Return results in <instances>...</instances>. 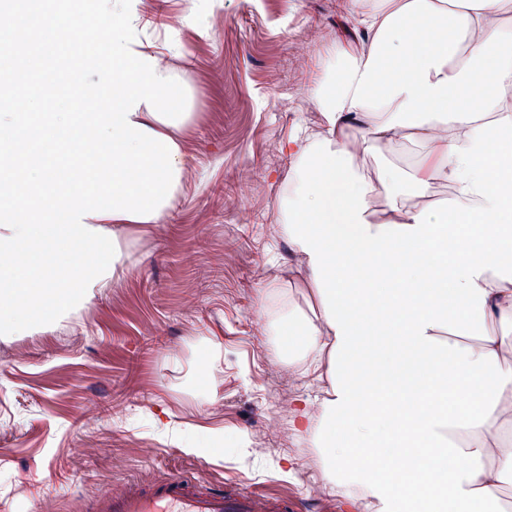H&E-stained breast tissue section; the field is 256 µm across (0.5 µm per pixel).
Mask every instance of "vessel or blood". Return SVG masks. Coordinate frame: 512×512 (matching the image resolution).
<instances>
[{
  "instance_id": "1",
  "label": "vessel or blood",
  "mask_w": 512,
  "mask_h": 512,
  "mask_svg": "<svg viewBox=\"0 0 512 512\" xmlns=\"http://www.w3.org/2000/svg\"><path fill=\"white\" fill-rule=\"evenodd\" d=\"M90 512H288V499L247 488L214 489L188 474L172 473L103 494Z\"/></svg>"
}]
</instances>
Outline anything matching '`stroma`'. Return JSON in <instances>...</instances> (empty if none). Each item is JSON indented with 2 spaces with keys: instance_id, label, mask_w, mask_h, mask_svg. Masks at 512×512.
I'll return each instance as SVG.
<instances>
[{
  "instance_id": "stroma-1",
  "label": "stroma",
  "mask_w": 512,
  "mask_h": 512,
  "mask_svg": "<svg viewBox=\"0 0 512 512\" xmlns=\"http://www.w3.org/2000/svg\"><path fill=\"white\" fill-rule=\"evenodd\" d=\"M340 2L223 0L205 37L185 21V0H145L149 34L180 31L173 65L193 90L192 181L165 224L126 227L129 271L111 288L66 320L0 339V512H88L115 484L175 472L292 494L289 512L338 505L281 409L304 383L273 367L257 320L264 277L290 258L269 236L288 168L279 143L312 109ZM200 336L223 367L212 405L189 387ZM159 416L246 432L249 453L187 452L157 435ZM291 459L294 475L282 477Z\"/></svg>"
}]
</instances>
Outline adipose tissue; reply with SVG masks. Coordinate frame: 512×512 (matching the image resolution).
Masks as SVG:
<instances>
[{
	"label": "adipose tissue",
	"mask_w": 512,
	"mask_h": 512,
	"mask_svg": "<svg viewBox=\"0 0 512 512\" xmlns=\"http://www.w3.org/2000/svg\"><path fill=\"white\" fill-rule=\"evenodd\" d=\"M259 330L351 512H512V0H343Z\"/></svg>",
	"instance_id": "ef3b65f1"
}]
</instances>
